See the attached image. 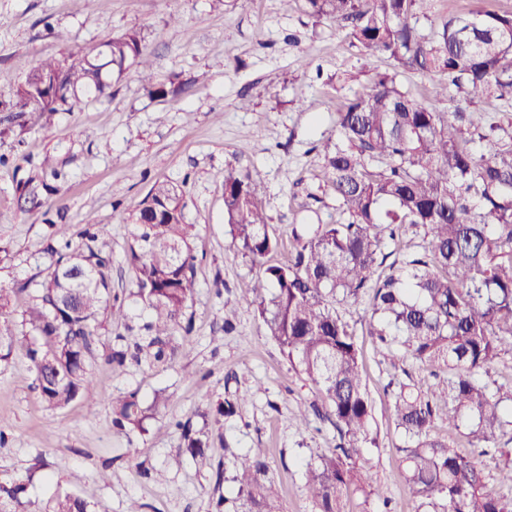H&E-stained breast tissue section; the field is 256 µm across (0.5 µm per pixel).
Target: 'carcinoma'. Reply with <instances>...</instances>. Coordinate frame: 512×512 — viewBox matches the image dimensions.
<instances>
[{
  "mask_svg": "<svg viewBox=\"0 0 512 512\" xmlns=\"http://www.w3.org/2000/svg\"><path fill=\"white\" fill-rule=\"evenodd\" d=\"M308 13L347 30L350 43L394 66L437 77L438 93L448 86L460 93L456 104L432 108L403 91L395 77L376 72L336 114V140L320 153L326 182L336 196L340 220L334 224H295L286 264H271L279 245L260 205L262 186L231 167L224 172V217L234 242L262 269L246 290L259 316L288 361L323 395L298 411V426L309 416L336 428V447L304 465L303 479L312 512H342L350 492L376 493L372 476L353 462L367 441L373 405L361 373L356 334L337 311L339 303L369 297L365 326L379 353L391 365L411 359L439 379L423 389L400 382L391 392L395 428L406 447L400 464L411 485L414 512H512V499L500 496L475 459L433 432L438 419L460 431L486 454L512 429V386L484 381L490 366L512 353V125L477 123L467 105L484 99L512 104V11H485L448 17L427 37L420 18L431 0H305ZM100 63L90 52H72L43 61L0 110L70 112L90 95L100 96L134 67L150 92L151 61L141 32L129 29L105 41ZM486 140V155L471 144ZM134 246L130 264L136 296L148 310L143 334L125 337L108 362L158 366L176 347L192 343L188 302L194 290L192 225L185 223L178 188L154 183L132 215ZM106 228L88 223L82 242L50 248L51 271L26 311L35 333L27 344L43 402L59 408L80 399L93 406L88 362L99 335L100 318H126L112 304V254L97 245ZM420 250L378 269L388 243L408 236ZM10 291L0 288V361L11 354L15 335L4 319ZM113 426L119 432L142 429L144 410L134 392L112 397ZM175 426L195 460H204L200 439L189 423ZM504 457L495 482L512 487V452ZM234 475L231 495H221L215 512H281V496L268 475L266 451H229ZM22 487L0 484V512H34L20 498ZM51 512H93L86 499L56 495Z\"/></svg>",
  "mask_w": 512,
  "mask_h": 512,
  "instance_id": "cac0c4a2",
  "label": "carcinoma"
}]
</instances>
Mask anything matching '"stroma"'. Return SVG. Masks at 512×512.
<instances>
[{"label": "stroma", "mask_w": 512, "mask_h": 512, "mask_svg": "<svg viewBox=\"0 0 512 512\" xmlns=\"http://www.w3.org/2000/svg\"><path fill=\"white\" fill-rule=\"evenodd\" d=\"M484 9L511 10L512 0H431L419 26L427 32L448 16ZM175 15L180 25L172 24ZM131 28L140 30L168 96L150 95L130 69L73 111L30 113L24 127L0 134V288L13 291L9 322L18 339L0 361V482L22 481L23 498L37 512H49L63 492L99 512H127L134 500L144 512H213L221 490L232 486L226 449L264 448L283 512H309L301 471L335 445L336 430L326 420L298 429V403L321 395L291 366L244 293L261 269L224 222V170L261 183L262 208L279 238L268 260L287 263L292 225L339 217L316 144L335 137L347 98L393 64L352 46L335 23L315 22L303 0L288 8L280 0H0V99L42 60L92 50ZM303 49L310 53L306 67L298 61ZM29 180L48 186L36 209L20 192ZM158 180L179 187L185 220L194 226L195 288L187 309L193 344L170 365L131 363L116 371L106 357L124 327L104 320L90 360L99 404L48 408L23 346L33 336L23 313L30 290L47 276L53 227L65 225L76 240L88 222L106 225L101 245L112 255V291L132 321H143L145 306L131 294L126 219ZM228 305L237 310L229 330ZM365 309L337 307L362 348L375 442L361 446L357 462L370 468L379 493L351 494L344 512H413L387 385L433 379L419 362L396 370L385 361L364 334ZM236 390L246 403L233 416H217V403ZM128 391L147 410L145 432L123 435L112 427V398ZM178 420L190 421L205 442L211 468L188 457L170 465L185 446Z\"/></svg>", "instance_id": "1"}]
</instances>
